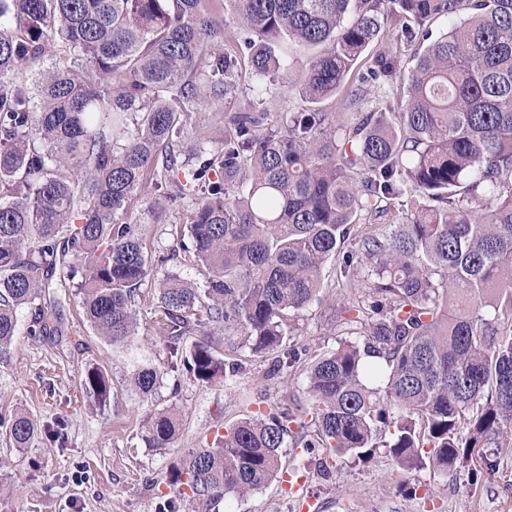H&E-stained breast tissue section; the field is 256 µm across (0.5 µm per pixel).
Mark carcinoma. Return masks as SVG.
<instances>
[{
	"label": "carcinoma",
	"mask_w": 512,
	"mask_h": 512,
	"mask_svg": "<svg viewBox=\"0 0 512 512\" xmlns=\"http://www.w3.org/2000/svg\"><path fill=\"white\" fill-rule=\"evenodd\" d=\"M229 17L244 32L233 44ZM436 17L449 26L434 38ZM388 25L427 45L402 111L363 112L395 56L351 74ZM294 44L316 50L303 97L340 93L350 119L223 111L245 72L292 85ZM202 110L220 123L215 150ZM159 184L189 200L191 240L159 262L190 263L204 284L168 272L151 292L156 332L195 381L242 368L203 340L219 329L293 367L288 320L317 300L336 256V286L361 288L343 306L357 338L307 363L311 420L296 402L250 413L183 449L175 493L259 490L281 474L288 437L329 457L387 448L404 470L470 462L475 484L498 468L479 449L512 447V0H0V352L22 307L28 335H65L50 288L73 282L97 332L114 345L137 335L153 261L130 205ZM405 190L410 216L382 231ZM187 336L199 340L182 354ZM158 382L153 368L134 373L143 395ZM84 386L107 400L102 372ZM177 426L152 418L145 446L170 447ZM6 433L29 448L40 429L20 412Z\"/></svg>",
	"instance_id": "obj_1"
}]
</instances>
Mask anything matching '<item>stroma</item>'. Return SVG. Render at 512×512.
Segmentation results:
<instances>
[{"mask_svg":"<svg viewBox=\"0 0 512 512\" xmlns=\"http://www.w3.org/2000/svg\"><path fill=\"white\" fill-rule=\"evenodd\" d=\"M379 50L395 55L392 81L370 87L366 106L385 109L396 102L415 65V47L384 39ZM251 101L278 120L285 112L306 108L299 91L282 92L273 82L257 83L244 75L224 111ZM166 187H152L148 199L165 202L155 220L146 202L133 205V220L153 255L181 250L183 237L172 227L186 221L184 202L166 197ZM68 319L69 332L51 342L26 332L29 309H20L17 342L0 353V512H512V450L488 456L500 459L488 482L472 484L468 467L444 476L428 468L404 471L386 449L366 462L333 459L329 474L308 457L299 480H279L240 498L205 502L193 495L175 496L169 474L185 448H198L224 433L249 413L269 411L295 399L311 409L303 370L274 369L272 357L243 352V373L228 382L197 383L185 371L169 373L164 337L154 329L155 314L143 309L133 341L115 346L78 321L79 295L74 288L54 289ZM355 289L327 286L306 310L290 321L287 343L301 358L330 352L344 338L339 311ZM150 364L163 370L160 386L140 397L130 384L132 369ZM110 380L106 402L83 386L88 371ZM34 416L42 428L30 448L13 447L4 425L17 411ZM173 412L180 432L171 447L152 449L142 441L148 415Z\"/></svg>","mask_w":512,"mask_h":512,"instance_id":"obj_1","label":"stroma"}]
</instances>
